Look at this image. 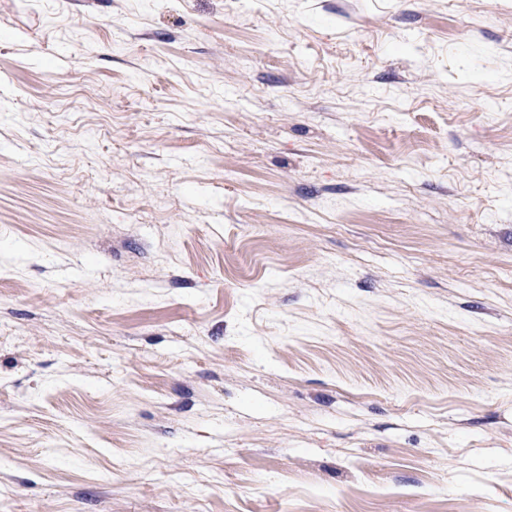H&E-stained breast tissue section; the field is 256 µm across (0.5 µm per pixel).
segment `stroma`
Returning <instances> with one entry per match:
<instances>
[{
  "instance_id": "obj_1",
  "label": "stroma",
  "mask_w": 512,
  "mask_h": 512,
  "mask_svg": "<svg viewBox=\"0 0 512 512\" xmlns=\"http://www.w3.org/2000/svg\"><path fill=\"white\" fill-rule=\"evenodd\" d=\"M0 512H512V0H0Z\"/></svg>"
}]
</instances>
